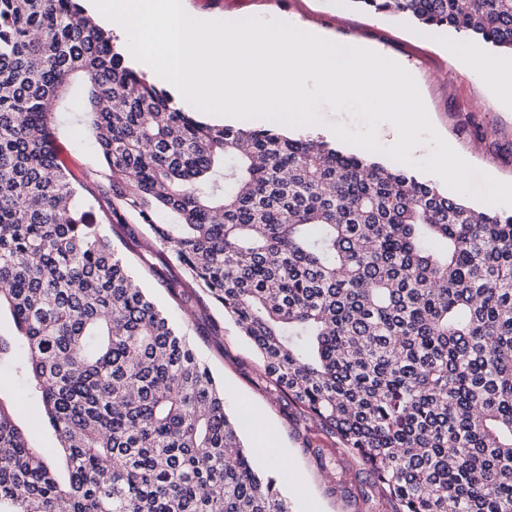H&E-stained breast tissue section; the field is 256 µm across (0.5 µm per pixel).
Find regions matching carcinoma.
<instances>
[{"instance_id":"carcinoma-1","label":"carcinoma","mask_w":512,"mask_h":512,"mask_svg":"<svg viewBox=\"0 0 512 512\" xmlns=\"http://www.w3.org/2000/svg\"><path fill=\"white\" fill-rule=\"evenodd\" d=\"M512 51V0H351ZM79 0H0V336L58 448L0 399V512H291L224 388L103 229L171 249L266 377L367 471L383 512H512V215L371 152L205 123ZM98 147L87 183L56 150ZM55 109L47 108V103ZM74 112L63 115L64 122L61 127L58 144L61 150L68 156L71 166L77 171L91 173L96 169L99 159L97 148L89 137H84L75 132Z\"/></svg>"}]
</instances>
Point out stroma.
Instances as JSON below:
<instances>
[{"mask_svg": "<svg viewBox=\"0 0 512 512\" xmlns=\"http://www.w3.org/2000/svg\"><path fill=\"white\" fill-rule=\"evenodd\" d=\"M202 13L224 17H288L324 32L340 44L357 40L378 53L406 63L429 117L441 136L473 166L490 176L512 182V106L494 88L496 64L512 59L505 50L475 45L476 59L456 63L448 53L455 32H427L411 20L366 12L348 0H188ZM58 143L78 171H93L99 159L94 142L76 132L73 114H65ZM479 154H471L472 145ZM128 262L144 288L187 336L200 358L224 386V400L237 421L242 443L250 448L260 469L272 472L292 512H373L359 493L364 479L359 464L337 445L334 435L303 417L287 398L268 383L252 346L239 336L224 312L209 301L184 309L161 279L178 278L181 270L170 250L154 245ZM0 396L13 402L15 421L35 446L53 448L57 440L43 422L41 405L16 386L9 364H0ZM322 449L333 463L321 469L312 449ZM352 485V496L330 494V483Z\"/></svg>", "mask_w": 512, "mask_h": 512, "instance_id": "1", "label": "stroma"}]
</instances>
